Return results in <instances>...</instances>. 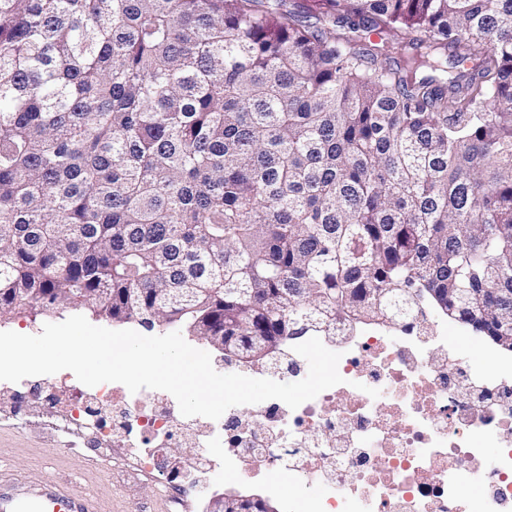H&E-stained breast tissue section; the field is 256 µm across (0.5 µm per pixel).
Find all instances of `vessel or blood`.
I'll return each mask as SVG.
<instances>
[{
  "instance_id": "vessel-or-blood-1",
  "label": "vessel or blood",
  "mask_w": 512,
  "mask_h": 512,
  "mask_svg": "<svg viewBox=\"0 0 512 512\" xmlns=\"http://www.w3.org/2000/svg\"><path fill=\"white\" fill-rule=\"evenodd\" d=\"M0 512H96L92 499L61 484L39 480L26 485H0Z\"/></svg>"
}]
</instances>
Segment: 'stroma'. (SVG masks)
<instances>
[{"instance_id": "obj_1", "label": "stroma", "mask_w": 512, "mask_h": 512, "mask_svg": "<svg viewBox=\"0 0 512 512\" xmlns=\"http://www.w3.org/2000/svg\"><path fill=\"white\" fill-rule=\"evenodd\" d=\"M0 475L27 481L45 478L67 484L76 494L93 498L99 512H175L177 488L160 484L152 472H141L132 459L106 461L86 447L79 435L58 432L55 418L40 403L22 402L13 383L0 381ZM280 494H265L250 479H218L209 493L189 495L182 512H210L211 498L225 494L266 497L273 512H283L285 498L318 493L280 475Z\"/></svg>"}]
</instances>
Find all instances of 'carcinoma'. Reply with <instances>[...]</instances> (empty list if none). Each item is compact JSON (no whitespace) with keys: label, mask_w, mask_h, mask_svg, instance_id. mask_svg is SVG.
Here are the masks:
<instances>
[{"label":"carcinoma","mask_w":512,"mask_h":512,"mask_svg":"<svg viewBox=\"0 0 512 512\" xmlns=\"http://www.w3.org/2000/svg\"><path fill=\"white\" fill-rule=\"evenodd\" d=\"M22 305L244 366L425 306L512 336V0H0ZM181 334H182L183 338L185 339V341L187 343H189L191 346H193L197 349H200V350H204L211 355L212 365L217 372L222 373V374H229V373H233L236 370V368L232 365L224 373V352L217 350V349L213 348L212 346H210L209 344H211V342L206 340L204 338V336H199V337H200V339L205 340L208 344L202 340H199L196 337L187 336L183 333H181Z\"/></svg>","instance_id":"cac0c4a2"}]
</instances>
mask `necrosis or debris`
Listing matches in <instances>:
<instances>
[{"label":"necrosis or debris","mask_w":512,"mask_h":512,"mask_svg":"<svg viewBox=\"0 0 512 512\" xmlns=\"http://www.w3.org/2000/svg\"><path fill=\"white\" fill-rule=\"evenodd\" d=\"M335 349L342 384L295 409L270 399L210 424L183 416L169 393L104 383L63 385L54 414L100 456L117 451L152 471L162 469L161 449H196L182 476L198 489L283 472L324 485L298 512H512L511 370L465 363L429 322L395 341L361 333ZM489 442L500 449L491 470ZM463 469L483 483L479 495L462 493Z\"/></svg>","instance_id":"necrosis-or-debris-1"}]
</instances>
